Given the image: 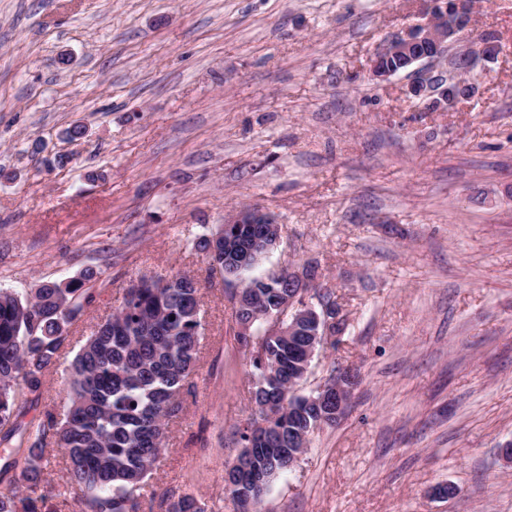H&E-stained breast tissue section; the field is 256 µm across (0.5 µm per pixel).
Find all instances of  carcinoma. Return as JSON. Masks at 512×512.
I'll use <instances>...</instances> for the list:
<instances>
[{
    "label": "carcinoma",
    "instance_id": "1",
    "mask_svg": "<svg viewBox=\"0 0 512 512\" xmlns=\"http://www.w3.org/2000/svg\"><path fill=\"white\" fill-rule=\"evenodd\" d=\"M242 241L258 236L248 224L219 229L195 243L219 272L231 268L230 280L251 287L253 311L260 313L254 335L238 342L258 349L252 357L250 402L258 417L239 430L236 456L248 478L231 491L259 504L273 477L288 470L285 457L299 453L290 442L336 418L299 412L300 354L286 336L264 335L263 314L272 309L278 279L248 277L232 269L233 255L224 238ZM99 273L87 268L67 282L39 285L26 297L0 289V426L18 437L26 453L7 464L14 471L10 489L0 491V512H60L59 504L80 491L82 512H142L147 485L160 461L165 429L182 407V395L197 362L202 337L197 282L174 276L165 284L142 278L122 303L96 325L81 344L67 371V402L17 424L20 398L41 391L45 373L59 364L69 342V328L93 298ZM268 428H257V418ZM54 438L65 459L62 482L44 477L50 464L47 438ZM166 512H208L207 505L186 493Z\"/></svg>",
    "mask_w": 512,
    "mask_h": 512
}]
</instances>
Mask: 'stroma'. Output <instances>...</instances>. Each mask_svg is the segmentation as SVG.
<instances>
[{"mask_svg": "<svg viewBox=\"0 0 512 512\" xmlns=\"http://www.w3.org/2000/svg\"><path fill=\"white\" fill-rule=\"evenodd\" d=\"M423 0H0V289L100 273L73 339L139 276L186 275L205 336L145 512L224 471L251 412L231 287L193 247L252 203L283 227L263 269L317 263L346 319L301 393L349 406L262 512H512V0H481L450 57L493 35L474 97L432 110L370 79ZM85 136L68 141L74 124ZM69 155L62 168L45 159ZM453 485L450 498L436 496Z\"/></svg>", "mask_w": 512, "mask_h": 512, "instance_id": "stroma-1", "label": "stroma"}]
</instances>
